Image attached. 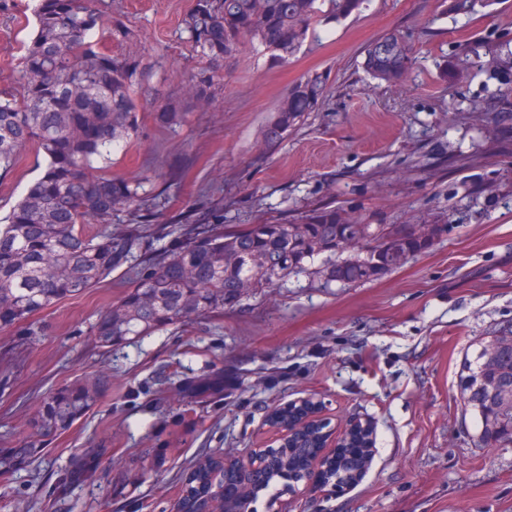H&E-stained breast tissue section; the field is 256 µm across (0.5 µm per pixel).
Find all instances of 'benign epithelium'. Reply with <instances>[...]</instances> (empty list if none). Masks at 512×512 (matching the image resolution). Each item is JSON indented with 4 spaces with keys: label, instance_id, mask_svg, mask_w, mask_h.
<instances>
[{
    "label": "benign epithelium",
    "instance_id": "obj_1",
    "mask_svg": "<svg viewBox=\"0 0 512 512\" xmlns=\"http://www.w3.org/2000/svg\"><path fill=\"white\" fill-rule=\"evenodd\" d=\"M266 424L270 435L244 456H224V512H251L267 490L269 476L282 478L294 491L346 489L336 484V471L355 479L370 465L374 432L353 418L341 429L331 425L322 398L309 395L273 407Z\"/></svg>",
    "mask_w": 512,
    "mask_h": 512
}]
</instances>
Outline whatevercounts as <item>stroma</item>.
I'll use <instances>...</instances> for the list:
<instances>
[{
  "label": "stroma",
  "mask_w": 512,
  "mask_h": 512,
  "mask_svg": "<svg viewBox=\"0 0 512 512\" xmlns=\"http://www.w3.org/2000/svg\"><path fill=\"white\" fill-rule=\"evenodd\" d=\"M196 0H102L122 22L114 53L142 60V111L162 97L182 113L162 128L146 119L113 152L114 174L143 182L149 208L119 210L114 232L148 259L168 249L186 215L225 230L261 221L297 222L330 206L362 224H445L426 253L378 279L324 286L301 274L235 310L131 340L102 354L91 329L127 288L124 268L0 333L18 371H0V447H13L37 398L92 370L112 385L99 404L44 456L19 469L6 491L28 512L80 448L106 445L95 483L135 481L99 504L74 491L56 512H169L194 460L212 449L242 455L266 435L278 403L324 398L338 425L374 428L373 461L346 491L281 493L282 512H512V445L482 448L460 402L464 353L512 330V89L480 70L470 49L507 47L512 0L484 15H453L446 0H365L345 20L319 21L292 57L250 44L227 57L208 101L192 78L208 64L183 20ZM37 0H0V89L19 90L20 58ZM396 32L412 50L404 82L372 79L366 47ZM458 61L451 83L439 65ZM318 79L324 97L282 144L263 133L294 84ZM45 166L28 143L0 179V219ZM167 447L163 459L144 448Z\"/></svg>",
  "instance_id": "stroma-1"
}]
</instances>
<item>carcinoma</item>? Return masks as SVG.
Returning a JSON list of instances; mask_svg holds the SVG:
<instances>
[{"mask_svg": "<svg viewBox=\"0 0 512 512\" xmlns=\"http://www.w3.org/2000/svg\"><path fill=\"white\" fill-rule=\"evenodd\" d=\"M99 0H38L37 31L21 58L24 95L0 90V178L7 176L21 147L35 141L46 165L25 196L0 224V332L28 320L58 301L100 284L125 265L128 287L92 326L96 348L110 353L138 336L222 314L249 295L292 275L316 273L325 284L355 285L390 272L427 252L446 224H428L418 234L410 224H353L336 210L315 211L302 224H250L226 232L212 227L146 265L132 262L128 236L106 222L112 211L150 201L143 183L108 173L112 149L132 141L142 113L132 87L143 63L112 54V26L104 24ZM363 0H196L184 32L214 66L238 47L256 42L284 58L294 54L317 19L340 21ZM496 0H448V11L476 15ZM410 49L389 33L365 50L364 69L385 82L402 80ZM322 95L316 82L288 91L265 133L273 147L288 136ZM161 126L180 112L155 103ZM103 224L93 232L90 225ZM350 249L355 254L344 258ZM325 258L315 267L319 258ZM498 337L462 363V409L477 428V444H512V349ZM111 377L93 372L46 392L15 448H0V475L42 458L46 444L68 432L96 405ZM105 448H84L61 472L56 492L94 482ZM224 501V453L197 460L173 504L174 512H218Z\"/></svg>", "mask_w": 512, "mask_h": 512, "instance_id": "1", "label": "carcinoma"}]
</instances>
